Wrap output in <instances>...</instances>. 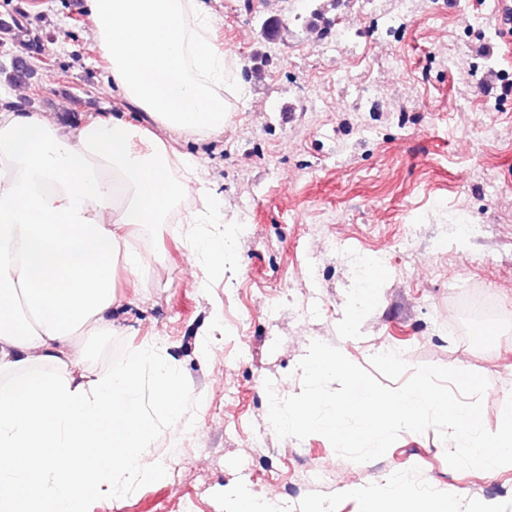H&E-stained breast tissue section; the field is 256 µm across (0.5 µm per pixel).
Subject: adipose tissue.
Masks as SVG:
<instances>
[{
  "mask_svg": "<svg viewBox=\"0 0 512 512\" xmlns=\"http://www.w3.org/2000/svg\"><path fill=\"white\" fill-rule=\"evenodd\" d=\"M90 33L125 101L184 139L223 131L244 93L236 59L202 0H85ZM196 206L180 211L187 195ZM178 218L201 281L222 276L233 235L224 200L195 159L148 127L88 114L71 125L0 110V512H84L162 477L154 423L178 428L183 385L145 345L105 375L83 370L110 336L115 270L137 275L139 230ZM365 512H451L400 480L387 496L357 489Z\"/></svg>",
  "mask_w": 512,
  "mask_h": 512,
  "instance_id": "adipose-tissue-1",
  "label": "adipose tissue"
}]
</instances>
